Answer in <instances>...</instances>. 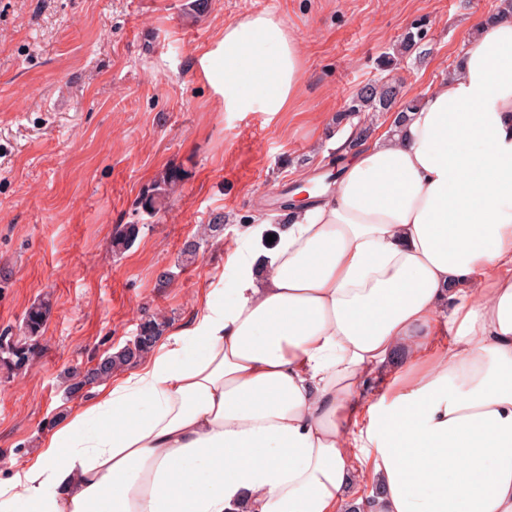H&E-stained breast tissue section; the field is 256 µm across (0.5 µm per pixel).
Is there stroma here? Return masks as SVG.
<instances>
[{"instance_id": "35a3bbf8", "label": "stroma", "mask_w": 512, "mask_h": 512, "mask_svg": "<svg viewBox=\"0 0 512 512\" xmlns=\"http://www.w3.org/2000/svg\"><path fill=\"white\" fill-rule=\"evenodd\" d=\"M0 0V333L27 309L50 314L25 374L0 370V458L24 465L45 430L94 388L74 373L133 340L142 317L188 324L233 274L228 248L248 218L283 223L286 188L353 153L337 123L366 84L402 80L408 96L447 79L477 19L499 0ZM273 12L298 41L304 77L287 112H228L201 68L227 23ZM425 23L426 55L389 69L404 34ZM179 178L154 214L141 195ZM224 236L184 261L213 217ZM139 234L122 252L114 229Z\"/></svg>"}]
</instances>
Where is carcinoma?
I'll return each instance as SVG.
<instances>
[{"instance_id": "obj_1", "label": "carcinoma", "mask_w": 512, "mask_h": 512, "mask_svg": "<svg viewBox=\"0 0 512 512\" xmlns=\"http://www.w3.org/2000/svg\"><path fill=\"white\" fill-rule=\"evenodd\" d=\"M426 37L424 26L418 24L414 30L407 32L401 42V51L408 55L415 52L423 54V41ZM420 99H408L404 93L403 84L396 81H382L363 86L353 96L347 107L338 114V121L359 118L364 113L388 112L398 107V112L405 113L417 107ZM178 175L172 173L163 184L154 186L144 193L139 200L142 211L152 214L160 209L170 194ZM139 228L135 224L119 225L115 228L112 247L120 252L128 249L135 241ZM224 234L223 220L216 216L212 223L204 225L202 233L192 241L185 244L183 255L194 259L202 246L217 242ZM51 310L50 301L43 298L33 303L26 311L22 335L15 341L10 337L0 336V368H5L11 374H17L32 363L34 357L33 341L39 337L44 322ZM168 321L163 317L148 316L139 324L137 337L125 347L116 352L101 357L96 364L85 371L78 381L71 384L70 392L78 393L87 386L98 384L112 376V373L121 367L137 361L149 351L156 341L164 334Z\"/></svg>"}]
</instances>
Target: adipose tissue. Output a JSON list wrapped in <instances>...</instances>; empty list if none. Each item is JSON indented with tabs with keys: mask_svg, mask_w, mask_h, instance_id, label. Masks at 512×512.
<instances>
[{
	"mask_svg": "<svg viewBox=\"0 0 512 512\" xmlns=\"http://www.w3.org/2000/svg\"><path fill=\"white\" fill-rule=\"evenodd\" d=\"M204 58L225 111L300 94L274 14ZM385 120L189 324L0 460V512H512V0Z\"/></svg>",
	"mask_w": 512,
	"mask_h": 512,
	"instance_id": "adipose-tissue-1",
	"label": "adipose tissue"
}]
</instances>
